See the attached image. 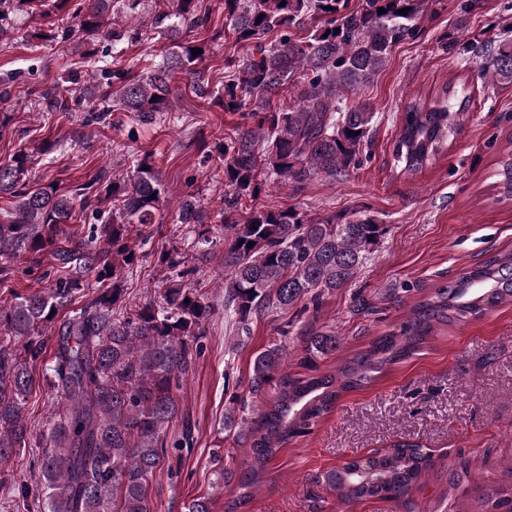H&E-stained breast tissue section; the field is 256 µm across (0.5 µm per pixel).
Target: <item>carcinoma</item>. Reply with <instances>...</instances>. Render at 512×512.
<instances>
[{
    "label": "carcinoma",
    "instance_id": "cac0c4a2",
    "mask_svg": "<svg viewBox=\"0 0 512 512\" xmlns=\"http://www.w3.org/2000/svg\"><path fill=\"white\" fill-rule=\"evenodd\" d=\"M435 0H224V18L238 43H252L274 32L268 45L256 44L243 59L238 78L224 83L223 106L238 112L235 135L216 142L224 158V207L207 211L186 196L175 212L190 225L192 249L199 255L216 245L210 225L224 227V312L235 331L249 333L251 320L277 310L313 308L312 319L286 322L281 339L258 352L251 365L247 395L228 397L224 431L233 444L250 450L246 476L215 458L221 488L246 489L288 442L310 434L331 412L341 393L370 383L373 375L416 353L440 326L477 319L512 301V253L497 254L448 284L431 289L409 314L366 350L320 374L315 359L339 346L336 334L316 326L324 299L358 273L384 234L365 217H311L291 207L243 209L271 175L296 189L322 176L334 179L361 164L373 131L375 112L367 102L343 105L384 65L398 43L416 36L418 21ZM44 5V0H0V33L11 15ZM409 8L402 15L398 10ZM386 12L380 14L378 9ZM57 25L32 38L56 44L74 39L87 46L83 66L99 63L98 43L142 42L154 33L168 42L161 66L135 76V65L116 61L100 69L88 89L85 125L106 123L114 112L151 123L170 111L171 82L194 78L209 51L187 34L208 26L200 0H51ZM306 32L298 39L297 31ZM202 53L194 55L191 49ZM492 71H479L492 83L512 84V38L486 47ZM293 90L289 104L271 109L278 91ZM470 98L444 87L436 98L406 108L393 147L394 165L404 172L425 167L457 133ZM45 112L69 110L56 86L39 92ZM55 143L41 141L34 151L19 148L0 162V197L10 199L0 220V282L9 279L11 259L22 254L28 270L40 274L46 257L67 273L43 290L17 294L0 303V459L30 446L33 438L24 408L35 384L31 371L45 359L43 336L58 313L87 287L86 278L112 280L95 289L80 311L58 329L51 371L61 407L39 433L43 512H154L150 477L170 454L193 440L195 424L179 411L173 387L193 368V346L205 335L214 305L197 288L184 287L178 250L163 259L171 270L162 301L117 313L123 302L126 267L137 259L135 224L155 223L165 198L154 153L133 162L132 170L104 174L69 188L51 182L32 190L27 178L35 155ZM494 186L499 200H512V149L497 160ZM98 223L85 239L72 241L65 225L76 213ZM254 246L247 247L248 243ZM303 342L301 364L312 374L283 371L288 337ZM22 338L24 343L15 344ZM265 402L250 409L249 400ZM181 422V438L168 442L166 430ZM418 444L399 443L381 455L354 457L317 477V482L353 506L366 499L390 503L397 512H416L412 492L433 467ZM479 512H512V483L477 484Z\"/></svg>",
    "mask_w": 512,
    "mask_h": 512
}]
</instances>
